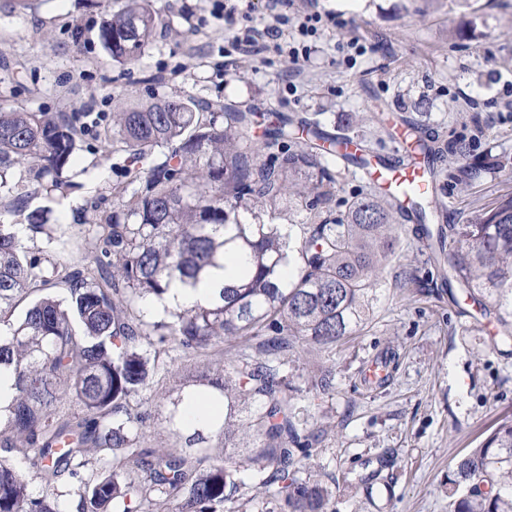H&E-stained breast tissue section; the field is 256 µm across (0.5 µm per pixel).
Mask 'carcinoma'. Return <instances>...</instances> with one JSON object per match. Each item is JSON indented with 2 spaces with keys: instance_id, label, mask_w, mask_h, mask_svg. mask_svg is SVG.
<instances>
[{
  "instance_id": "carcinoma-1",
  "label": "carcinoma",
  "mask_w": 512,
  "mask_h": 512,
  "mask_svg": "<svg viewBox=\"0 0 512 512\" xmlns=\"http://www.w3.org/2000/svg\"><path fill=\"white\" fill-rule=\"evenodd\" d=\"M148 0L109 12L98 38L112 61L131 64L156 35ZM417 133L428 177L464 147ZM257 115L230 100L172 95L113 113L98 136L118 143L131 175L112 188L121 211L101 212L94 264L75 267L54 251L29 253L23 226L46 230L38 193L64 196L63 178L84 126L75 112L0 111V372L17 394L0 418V512H65L54 496L77 486L76 512H241L261 497V512H331V490L306 473L312 433L299 419L288 354L299 347L331 354L360 334L380 301L372 278L396 254L398 209L382 192L356 198L343 216H323L335 175L320 163L336 136L306 118L279 116L257 132ZM303 134L307 146L288 150ZM381 159L367 149L345 156L364 169ZM300 198L317 224H244L239 209L275 208ZM437 196L413 202L412 233L428 259L451 277L512 344V192L464 224L438 221ZM242 256L235 284L219 298L150 321L142 302L162 299L178 280L193 285L216 255ZM214 362L181 376V361ZM176 380L164 390L165 380ZM318 394L333 390L328 370L311 377ZM192 394L224 406L201 427L182 422ZM73 399L79 412L57 409ZM175 448L143 446L153 403ZM102 468L87 474L89 464ZM45 493L35 496L30 483ZM257 491V495L250 491ZM453 512H512V422L495 428L458 462L450 480Z\"/></svg>"
}]
</instances>
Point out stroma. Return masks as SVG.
<instances>
[{
    "label": "stroma",
    "instance_id": "1",
    "mask_svg": "<svg viewBox=\"0 0 512 512\" xmlns=\"http://www.w3.org/2000/svg\"><path fill=\"white\" fill-rule=\"evenodd\" d=\"M122 0H0V108L88 112L94 123L67 170L75 190L37 198L49 227L63 225L69 259L95 255L91 204L127 182L120 155L97 137L130 102L188 93L262 113L320 122L392 155L397 115L462 143L442 178L448 221L462 224L512 191L498 166L512 158V0H323L337 26L320 27L310 60L269 51L225 56L236 27L224 0H152L162 30L139 61L112 62L97 33ZM476 162L474 177L462 173ZM337 173L329 206L340 216L369 189L356 169ZM413 267L417 284L405 287ZM380 303L367 327L323 359L288 357L300 417L317 436L308 460L331 488L333 512H451L458 461L512 420V348L494 345V316L444 282L422 245L401 237L379 275ZM330 394L311 390L320 366Z\"/></svg>",
    "mask_w": 512,
    "mask_h": 512
}]
</instances>
